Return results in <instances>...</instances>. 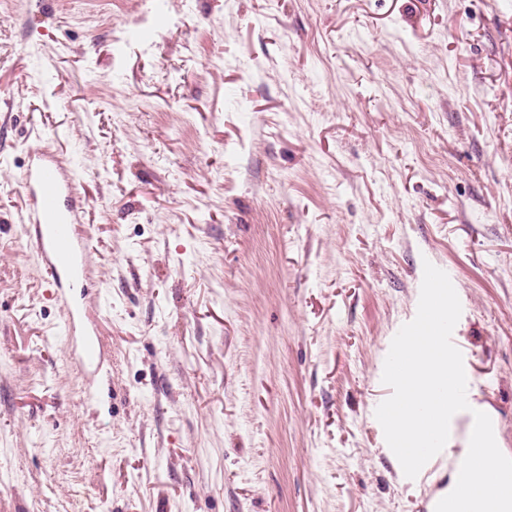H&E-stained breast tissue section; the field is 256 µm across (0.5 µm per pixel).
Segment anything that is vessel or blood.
<instances>
[{
	"label": "vessel or blood",
	"instance_id": "b4317fda",
	"mask_svg": "<svg viewBox=\"0 0 512 512\" xmlns=\"http://www.w3.org/2000/svg\"><path fill=\"white\" fill-rule=\"evenodd\" d=\"M32 162L21 176L29 237L60 300L68 303L74 289L92 285L83 207L72 170L49 147L32 150ZM70 319L91 325L90 313L70 307Z\"/></svg>",
	"mask_w": 512,
	"mask_h": 512
}]
</instances>
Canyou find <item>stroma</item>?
I'll return each instance as SVG.
<instances>
[{
    "mask_svg": "<svg viewBox=\"0 0 512 512\" xmlns=\"http://www.w3.org/2000/svg\"><path fill=\"white\" fill-rule=\"evenodd\" d=\"M73 168L86 368L30 245ZM445 271L512 448V0H0V512H424L375 418Z\"/></svg>",
    "mask_w": 512,
    "mask_h": 512,
    "instance_id": "1",
    "label": "stroma"
}]
</instances>
